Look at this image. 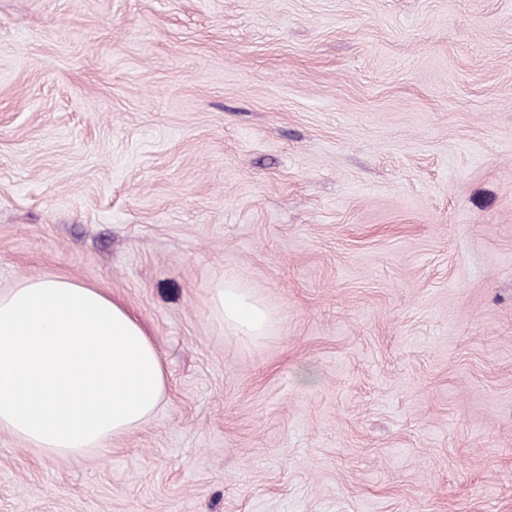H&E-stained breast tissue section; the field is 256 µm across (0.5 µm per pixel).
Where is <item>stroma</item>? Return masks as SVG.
<instances>
[{
    "mask_svg": "<svg viewBox=\"0 0 512 512\" xmlns=\"http://www.w3.org/2000/svg\"><path fill=\"white\" fill-rule=\"evenodd\" d=\"M44 275L168 397L0 433V512H512V0H0V291ZM214 313L245 336H262L270 322L268 310L232 278H221L210 297Z\"/></svg>",
    "mask_w": 512,
    "mask_h": 512,
    "instance_id": "1",
    "label": "stroma"
}]
</instances>
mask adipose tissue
Instances as JSON below:
<instances>
[{"instance_id": "adipose-tissue-1", "label": "adipose tissue", "mask_w": 512, "mask_h": 512, "mask_svg": "<svg viewBox=\"0 0 512 512\" xmlns=\"http://www.w3.org/2000/svg\"><path fill=\"white\" fill-rule=\"evenodd\" d=\"M211 308L246 336L268 310L231 278ZM165 366L138 323L100 289L35 276L0 292V431L48 455L76 457L138 431L164 402Z\"/></svg>"}]
</instances>
